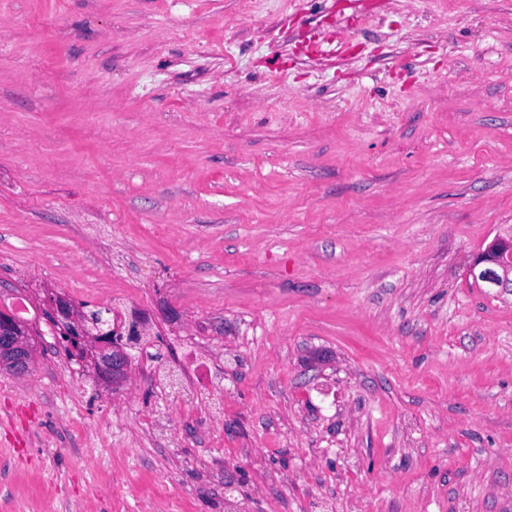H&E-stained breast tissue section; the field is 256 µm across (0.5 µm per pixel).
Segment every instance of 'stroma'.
<instances>
[{"label":"stroma","mask_w":512,"mask_h":512,"mask_svg":"<svg viewBox=\"0 0 512 512\" xmlns=\"http://www.w3.org/2000/svg\"><path fill=\"white\" fill-rule=\"evenodd\" d=\"M242 2L0 0V512H512V0ZM507 250L503 244H495L481 255L471 270L473 280L486 288H512V262L503 257ZM47 311L62 326L64 333L72 330L82 333L79 344L74 338L62 335V342L67 343L64 347L69 357L76 356L71 347L77 349L79 345L92 358L96 371L102 380L118 383L125 378L130 356L124 350V347L119 344H111L105 341L101 334H92L86 330L92 329L97 332L106 326L107 331L104 332V336H111L112 338L114 336V332L110 329V325H112V329L118 328L121 336H126L131 321L120 308L112 313L110 319L104 318L102 310L91 311L88 315L83 312L86 315L84 319L82 314L60 297V300L55 299L49 302ZM51 321L55 322L53 319ZM15 324L16 321H15ZM0 336V363L10 366L15 374H23L29 368V362L33 357L36 346L32 333L25 325L13 327L5 332L2 328Z\"/></svg>","instance_id":"35a3bbf8"}]
</instances>
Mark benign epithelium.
<instances>
[{
	"instance_id": "7a95c632",
	"label": "benign epithelium",
	"mask_w": 512,
	"mask_h": 512,
	"mask_svg": "<svg viewBox=\"0 0 512 512\" xmlns=\"http://www.w3.org/2000/svg\"><path fill=\"white\" fill-rule=\"evenodd\" d=\"M48 312L63 329L82 333L79 346L92 358L101 379L118 383L127 374L130 356L119 344L105 341L101 334H92L84 328V316L70 306L65 299H55L48 304ZM36 351L32 333L26 326L18 325L0 333V364L10 366L15 374H23Z\"/></svg>"
}]
</instances>
